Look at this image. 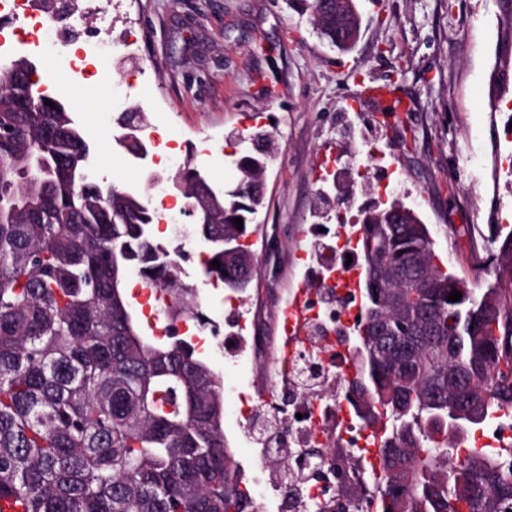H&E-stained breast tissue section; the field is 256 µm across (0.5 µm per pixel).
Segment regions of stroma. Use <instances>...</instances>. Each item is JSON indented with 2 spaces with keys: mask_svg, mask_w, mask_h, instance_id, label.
I'll return each instance as SVG.
<instances>
[{
  "mask_svg": "<svg viewBox=\"0 0 512 512\" xmlns=\"http://www.w3.org/2000/svg\"><path fill=\"white\" fill-rule=\"evenodd\" d=\"M113 32L132 46L95 63L89 81L58 75L56 57L38 66L41 84L77 115L94 147L96 179L150 195L143 170L112 141L99 113L145 112V136L174 140L217 190L236 185L235 160L252 133L277 150L264 175L265 206L247 242L260 270L237 303L225 304L223 331L242 354L266 352L272 367L244 386L258 398L276 379L285 308L308 290L300 256L314 247L310 226L338 234L318 208L328 183L317 163L355 156L369 170L340 201L349 218L381 201L389 185L427 224L442 269L474 288L494 279L485 249L492 227H512V94L493 99L499 12L491 0H356L362 34L348 52L331 49L289 0H102ZM368 85L392 89L404 111L388 113ZM376 143L375 157L362 155ZM224 437L241 468L260 469L275 497L279 467L260 457L248 429L228 420Z\"/></svg>",
  "mask_w": 512,
  "mask_h": 512,
  "instance_id": "stroma-1",
  "label": "stroma"
}]
</instances>
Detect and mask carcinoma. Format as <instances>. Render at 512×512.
<instances>
[{
    "label": "carcinoma",
    "mask_w": 512,
    "mask_h": 512,
    "mask_svg": "<svg viewBox=\"0 0 512 512\" xmlns=\"http://www.w3.org/2000/svg\"><path fill=\"white\" fill-rule=\"evenodd\" d=\"M304 2L335 41L331 3ZM36 71L25 57L0 64V498L26 512H256L212 410L224 377L191 340L144 333L124 292L135 271L170 299L167 320L190 317L181 253L156 236L160 214L141 193L89 174L83 131L63 99L33 91ZM268 158L239 157L236 188L190 225L207 244L205 280L233 294L256 273L243 239ZM198 171L187 159L163 173L188 208ZM387 210L358 228L371 335L343 379L360 423L381 432L377 512H507L502 453L448 449L512 410V232L492 239L496 285L469 288L433 263L427 225L389 224Z\"/></svg>",
    "instance_id": "obj_1"
}]
</instances>
